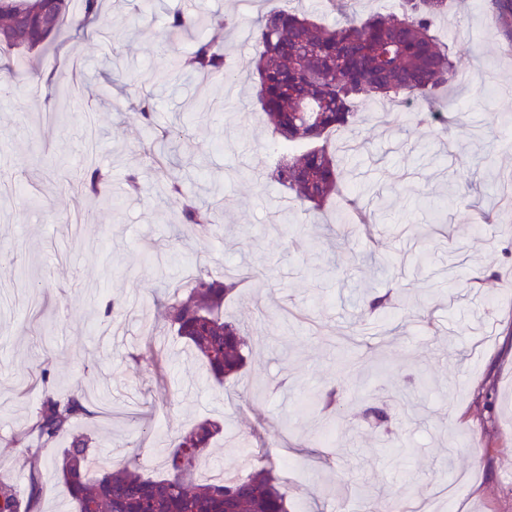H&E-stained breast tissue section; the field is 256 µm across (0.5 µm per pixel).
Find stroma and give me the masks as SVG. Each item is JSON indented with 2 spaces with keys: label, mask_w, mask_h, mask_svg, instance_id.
I'll use <instances>...</instances> for the list:
<instances>
[{
  "label": "stroma",
  "mask_w": 512,
  "mask_h": 512,
  "mask_svg": "<svg viewBox=\"0 0 512 512\" xmlns=\"http://www.w3.org/2000/svg\"><path fill=\"white\" fill-rule=\"evenodd\" d=\"M260 2L106 0L108 33L62 31L32 72L0 80V478L26 487L16 435L45 392L80 389L95 414L74 432L151 476L164 473L170 439L208 418L224 423L210 463L252 449L287 484L291 512H414L455 483V512H512V208L492 190L512 181V103L482 90L501 85L512 51L487 0H450L434 23L472 78L441 95L448 130L360 103L355 125L331 138L347 202L318 222L268 175L280 151L250 83L168 64L211 39L247 70ZM176 3L233 23L162 42ZM71 65L79 91L38 111V76ZM147 93L156 124L186 132L165 145L168 173L214 208L208 234L178 233L177 205L153 188L140 155ZM92 162L109 174L111 204L79 189ZM132 171L144 186L135 197ZM485 211L493 223H480ZM247 265L268 277L224 306L249 341L238 380L220 386L167 331L162 286ZM368 291L396 301L363 329ZM110 304L122 317L106 320ZM330 391L333 414L305 407ZM371 407L388 422L367 418Z\"/></svg>",
  "instance_id": "obj_1"
}]
</instances>
